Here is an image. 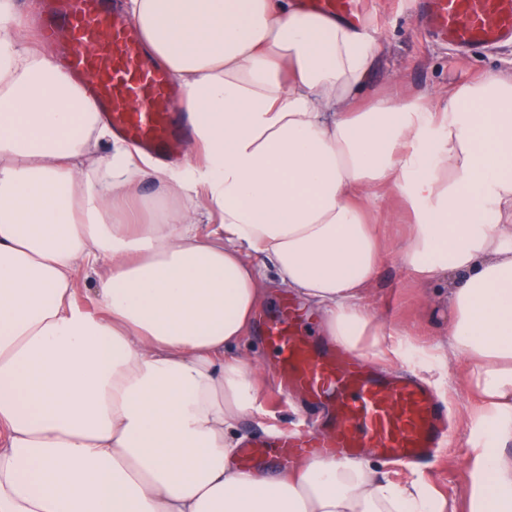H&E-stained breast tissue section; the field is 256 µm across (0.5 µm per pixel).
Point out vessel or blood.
I'll return each mask as SVG.
<instances>
[{"label": "vessel or blood", "instance_id": "vessel-or-blood-1", "mask_svg": "<svg viewBox=\"0 0 512 512\" xmlns=\"http://www.w3.org/2000/svg\"><path fill=\"white\" fill-rule=\"evenodd\" d=\"M312 12L369 24L362 0H304ZM39 31L62 41L60 62L81 79L113 130L159 157H169L188 132L187 117L169 102L167 75L144 52L137 27L110 12L107 0H36ZM421 25L461 53L512 40V0H421ZM302 316L286 306L265 323L275 354L274 376L330 407L327 424L283 431L245 448L243 469L255 460H363L403 468L431 461L448 445V407L408 375L379 373L372 359L346 349L325 350L303 335Z\"/></svg>", "mask_w": 512, "mask_h": 512}]
</instances>
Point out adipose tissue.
<instances>
[{
    "mask_svg": "<svg viewBox=\"0 0 512 512\" xmlns=\"http://www.w3.org/2000/svg\"><path fill=\"white\" fill-rule=\"evenodd\" d=\"M124 9L190 114L182 165L114 138L0 0V512H444L364 461L235 465L264 373L235 352L256 257L330 343L410 357L365 303L382 246L363 202L390 191L414 214L405 266L452 283L448 348L483 400L469 512H512V75L438 112L369 103L376 43L298 0Z\"/></svg>",
    "mask_w": 512,
    "mask_h": 512,
    "instance_id": "ef3b65f1",
    "label": "adipose tissue"
}]
</instances>
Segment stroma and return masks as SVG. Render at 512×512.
<instances>
[{"instance_id":"stroma-1","label":"stroma","mask_w":512,"mask_h":512,"mask_svg":"<svg viewBox=\"0 0 512 512\" xmlns=\"http://www.w3.org/2000/svg\"><path fill=\"white\" fill-rule=\"evenodd\" d=\"M367 2L374 19L371 37L379 47L370 94L386 95L399 103L417 97L428 109L435 110L446 103L450 85L493 74H512V43L493 49L477 48L461 58L423 30L412 0ZM369 206L376 214L384 242L369 305L386 328L406 334L415 348L410 361L394 363L393 368L423 379L444 393L454 407L456 431L448 449L417 478L443 496L445 512H467L473 483L468 441L478 406L465 383L468 366L464 358L453 354L440 366H425L428 352L448 335V286L443 281L420 283L403 264L408 215L399 196L389 193L371 200ZM291 301L285 290L271 288L259 308L253 336L244 341L245 352L273 359L261 321L277 316ZM263 380L259 412L240 424L247 441H260L275 430L300 428L325 416L324 404L294 393L289 394L287 402H278L272 372H265Z\"/></svg>"}]
</instances>
